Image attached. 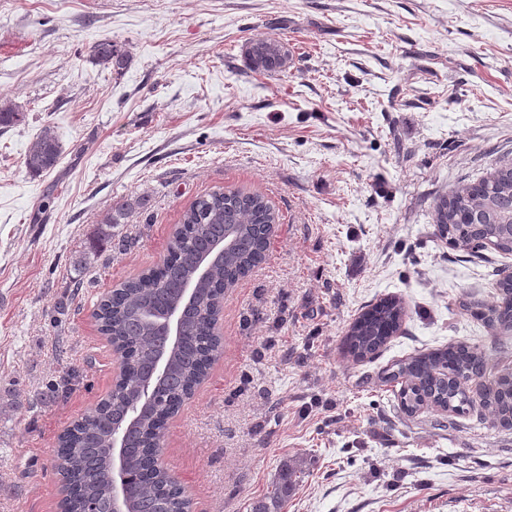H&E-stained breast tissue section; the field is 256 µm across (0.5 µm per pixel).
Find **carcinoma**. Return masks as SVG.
Returning <instances> with one entry per match:
<instances>
[{
	"label": "carcinoma",
	"instance_id": "1",
	"mask_svg": "<svg viewBox=\"0 0 512 512\" xmlns=\"http://www.w3.org/2000/svg\"><path fill=\"white\" fill-rule=\"evenodd\" d=\"M244 56L254 71L270 75L290 68L288 46L275 38L246 43ZM95 64L115 71L128 62L127 54L110 40L91 47ZM26 113L10 102H0V129L23 124ZM62 151L53 127H44L25 157L29 173L40 175L57 164ZM141 200L112 206L107 227L120 223L125 211L141 207ZM278 221L270 202L260 193L243 189H218L196 198L183 212L167 255L159 264L120 283L99 306L101 331L115 343L121 357V374L109 393L72 424L58 439L55 467L75 482L76 495L63 501L64 512H111L109 466L111 425L123 416L141 413L140 431L126 449L131 512H186L183 488L158 464L161 440L168 420L205 379L220 342L214 335L224 292L265 257L273 225ZM437 236L454 249L479 248L487 242L499 253H512V235L502 229L512 224V162L502 163L486 176L437 198L434 206ZM233 233L222 261L189 307L181 344L168 350L170 374L153 399L145 398L141 360L152 351L151 328L144 314L174 302L182 280L195 274L198 254L209 243L224 240L225 227ZM499 299L470 308L487 326L512 335V277L497 282ZM404 316L401 299L390 296L371 304L353 322L344 338L346 353L364 360L377 354L398 332ZM490 357L465 343L411 356L398 361L385 377L401 384V409L413 415L424 407L460 413L469 405L465 383L483 376ZM484 419L512 429V370H503L492 382L482 402ZM298 469L281 464L266 492L251 503L250 512H283L297 485Z\"/></svg>",
	"mask_w": 512,
	"mask_h": 512
}]
</instances>
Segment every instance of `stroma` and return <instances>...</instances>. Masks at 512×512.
<instances>
[{"label":"stroma","mask_w":512,"mask_h":512,"mask_svg":"<svg viewBox=\"0 0 512 512\" xmlns=\"http://www.w3.org/2000/svg\"><path fill=\"white\" fill-rule=\"evenodd\" d=\"M272 37L292 64L251 71ZM109 39L122 74L93 63ZM0 512H60L59 434L112 388L90 313L167 253L182 211L219 188L278 214L265 260L224 295V343L170 420L160 457L198 512H250L284 460L283 512H512V429L403 413L398 360L452 343L512 367L492 302L512 255L440 240L438 196L512 161V0H0ZM63 153L34 176L44 126ZM143 197L99 243L117 201ZM82 266H75V259ZM400 330L342 350L367 305ZM244 56L251 70L270 75L285 73L292 63L288 46L275 38H258L247 42ZM403 316V303L395 296L369 305L344 338L346 353L356 360L371 358L398 332Z\"/></svg>","instance_id":"stroma-1"}]
</instances>
